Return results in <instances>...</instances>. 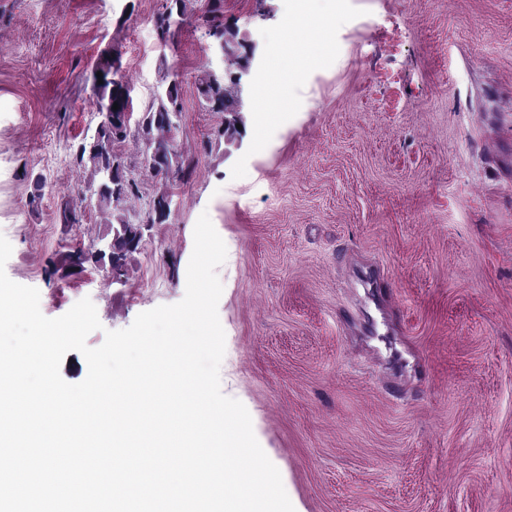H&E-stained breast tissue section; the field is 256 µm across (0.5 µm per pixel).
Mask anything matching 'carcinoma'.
Returning a JSON list of instances; mask_svg holds the SVG:
<instances>
[{"label": "carcinoma", "instance_id": "obj_1", "mask_svg": "<svg viewBox=\"0 0 512 512\" xmlns=\"http://www.w3.org/2000/svg\"><path fill=\"white\" fill-rule=\"evenodd\" d=\"M197 0H164L162 11L157 14L156 28L160 37L170 33L172 23H184L191 20ZM222 0H207L208 12L212 14L209 34L224 41L236 64L242 69L249 63V57L236 54L234 38L227 37L228 31L220 19ZM102 83H96L92 92L97 113L102 120L93 141L83 143L76 154L78 168L86 174L87 187L94 189L99 199V209L110 216L108 223L119 225L112 238V265L135 250L141 239L140 224L130 222L124 213L123 205L131 197L140 193V181L128 175L126 166L120 162L113 149L118 140L132 136L145 144L147 163L140 164L142 173L165 180H181L191 169V161L174 150L167 139L175 126L172 125V113L182 112L181 84L172 81L165 94L155 99L151 107L143 113L133 127L126 122V112L132 108V99L127 82L118 71L112 69V59L104 58L99 62ZM199 99L211 112H237L239 100L233 90L226 87L224 79L205 71L197 80ZM118 109H112L113 104ZM168 193L157 195L146 212L145 224H164L170 210L163 202ZM62 220L67 224L82 221L79 203L71 198L65 199L61 209Z\"/></svg>", "mask_w": 512, "mask_h": 512}]
</instances>
